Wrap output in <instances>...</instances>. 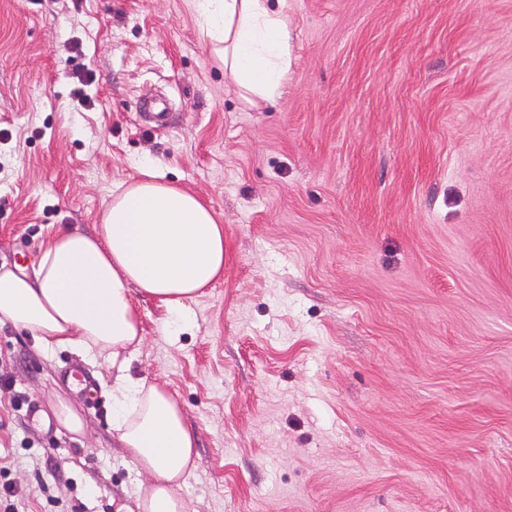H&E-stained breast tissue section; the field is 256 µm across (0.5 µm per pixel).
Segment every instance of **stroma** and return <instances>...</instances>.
Returning <instances> with one entry per match:
<instances>
[{"mask_svg":"<svg viewBox=\"0 0 512 512\" xmlns=\"http://www.w3.org/2000/svg\"><path fill=\"white\" fill-rule=\"evenodd\" d=\"M285 13L290 70L251 104L186 0H0V266L94 232L149 163L224 226L187 329L135 299L131 372L196 434L190 512H512V0ZM70 365L112 380L0 322V488L15 512H134L111 402ZM55 413L61 424L72 433H80L83 429V419L80 414L64 400H59Z\"/></svg>","mask_w":512,"mask_h":512,"instance_id":"1","label":"stroma"}]
</instances>
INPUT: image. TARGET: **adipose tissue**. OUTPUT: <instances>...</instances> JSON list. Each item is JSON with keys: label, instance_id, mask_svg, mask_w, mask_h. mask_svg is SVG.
<instances>
[{"label": "adipose tissue", "instance_id": "ef3b65f1", "mask_svg": "<svg viewBox=\"0 0 512 512\" xmlns=\"http://www.w3.org/2000/svg\"><path fill=\"white\" fill-rule=\"evenodd\" d=\"M225 76L248 95L277 97L291 64L283 9L269 0H189ZM224 274V226L197 195L149 165L113 195L94 233L62 230L31 273L0 270V320L46 349L112 368V429L141 481L138 512H188L178 488L194 464V433L174 397L130 373L143 342L133 293L156 300L176 328L185 303Z\"/></svg>", "mask_w": 512, "mask_h": 512}]
</instances>
